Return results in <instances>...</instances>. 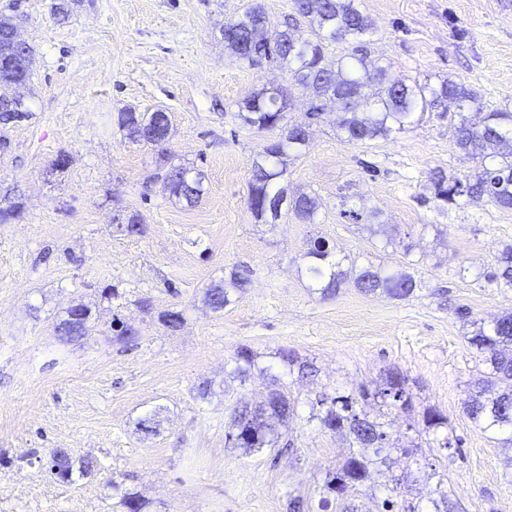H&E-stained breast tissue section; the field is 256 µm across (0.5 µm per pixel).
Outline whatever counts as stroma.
Wrapping results in <instances>:
<instances>
[{
  "label": "stroma",
  "mask_w": 512,
  "mask_h": 512,
  "mask_svg": "<svg viewBox=\"0 0 512 512\" xmlns=\"http://www.w3.org/2000/svg\"><path fill=\"white\" fill-rule=\"evenodd\" d=\"M255 1L284 27L290 0H0V16H23L35 54L19 89L32 117L0 126V207L22 206L0 224V512H125L126 493L143 512H287L292 494L311 512H338L320 507L321 488L349 443L323 429L319 400L375 388L388 368L409 376L414 410H371L392 464L372 469L355 512H377L388 496L432 512L438 471L455 512H512V447L463 405L483 368L467 341L473 321L512 311V287L489 276L512 246V210L464 196L436 206L432 170L462 178L475 169L455 145V110L353 145L331 108L276 184L317 197L314 223L256 221L248 187L269 134L243 127L239 106L282 84L300 122L309 96L280 68L225 49L222 27ZM357 2L374 25L369 65L407 82L450 79L512 110V0ZM128 108L168 114L164 151L204 175L197 204L152 184L155 150L117 124ZM62 153L70 163L54 169ZM347 196L362 197L375 219L343 217ZM133 214L143 233L128 237L118 219ZM318 237L349 275L369 265L409 272L413 295L349 284L322 296L304 258ZM238 267L251 269L249 283L213 311L206 289L228 285ZM79 303L91 307L93 329L61 344L54 326ZM170 310L183 317L174 331L159 320ZM117 318L138 329L136 342L117 341ZM241 345L257 357L242 380L232 375ZM283 348L314 376L289 371ZM274 388L295 408L280 445L233 447L232 409ZM427 407L447 415L451 447L418 431ZM153 414L158 433H136V420ZM413 444L416 457L404 456ZM55 448L96 460L95 471L57 481Z\"/></svg>",
  "instance_id": "stroma-1"
}]
</instances>
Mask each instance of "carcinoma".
<instances>
[{
	"label": "carcinoma",
	"instance_id": "cac0c4a2",
	"mask_svg": "<svg viewBox=\"0 0 512 512\" xmlns=\"http://www.w3.org/2000/svg\"><path fill=\"white\" fill-rule=\"evenodd\" d=\"M292 14L288 16V28L279 30L272 26L263 7L256 3L245 10L236 27L221 30L224 47L238 59L254 64L262 59L282 66L289 80L311 92L314 105L312 116H317L325 103L333 101L340 106L341 116L336 123L345 141L364 144L378 138L385 139L393 132L406 130L414 112L418 109L447 111L446 102L452 101L460 112H472L473 118L461 116L456 130L455 144L478 167L475 174L459 178L443 170H435L430 181L433 199L453 204L466 196L485 199L501 209H512V112L502 109L483 111L476 93L462 83L444 80L438 85L417 81L408 85L387 77L388 67L378 66L367 70L366 52L358 45L345 57L336 61V67L324 63L325 43L346 42L359 39L371 29L370 18L361 11L354 0H292ZM303 22L310 25L314 38H292L290 28ZM33 50L25 57L18 56L8 29L0 28V85H9L20 79L29 80L33 72ZM373 102V108L360 116L358 99ZM287 105L283 95L273 87H264L243 101L238 117L243 125L259 132H278L274 141L263 147V158L254 163L249 183L248 208L257 220H271L268 203L275 195L273 184L284 175L287 154L307 145L309 126L292 123L287 119ZM31 112H11L0 103V125L7 126L29 119ZM162 111L135 112L131 109L118 113V125L140 142L153 145L152 125ZM158 166L165 169L162 176L163 190L192 205L203 195L202 173L169 162L164 153H158ZM316 198L303 194L297 197L291 208L294 216L305 223H312L316 216ZM331 256L328 241L316 238L304 258L309 260L308 271L316 280H323L321 293L334 294L344 282V273L338 264L327 263ZM490 276L512 287V246L505 249L497 260V267ZM355 286L364 293L379 290L390 296L405 299L416 288L414 277L401 272L384 278L374 266L363 268L355 280ZM207 302L215 311L229 303L227 291L222 287L209 288ZM92 310L83 305L66 310V317L55 325L57 338L64 343H76L90 334ZM485 364V370L472 384L465 411L482 425L484 431L497 434L512 429V312L497 317L489 326L480 325L467 337ZM279 357L289 369H297L303 378L314 372L313 367L299 361L296 353L282 349ZM234 372L245 375L254 365V353L247 347H239L234 354ZM318 404L325 407L319 420L323 428L349 438L350 445L359 451L349 454L326 478L323 485L322 506L330 504L329 496L337 501L362 485L370 467L386 463L381 453L389 443L383 425L370 418L369 407L381 405L409 411L413 408L409 378L388 368L375 389L364 387L358 396L323 395ZM294 411L288 396L272 390L265 403L250 409L236 407L230 415L227 439L236 448L259 452L276 446L278 426ZM423 430L439 433L448 428V418L435 408L424 409ZM51 475L60 481L72 479L74 471L91 472L89 463L75 458L65 448L51 451L49 460Z\"/></svg>",
	"mask_w": 512,
	"mask_h": 512
}]
</instances>
